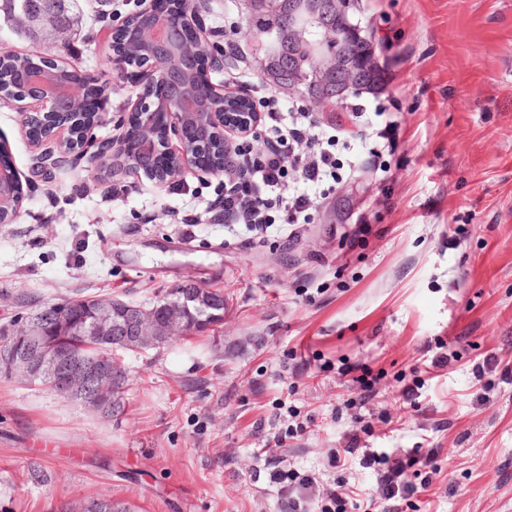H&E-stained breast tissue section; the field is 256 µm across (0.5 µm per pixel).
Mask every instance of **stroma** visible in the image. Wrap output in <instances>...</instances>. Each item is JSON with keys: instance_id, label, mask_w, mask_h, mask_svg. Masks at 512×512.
Returning <instances> with one entry per match:
<instances>
[{"instance_id": "obj_1", "label": "stroma", "mask_w": 512, "mask_h": 512, "mask_svg": "<svg viewBox=\"0 0 512 512\" xmlns=\"http://www.w3.org/2000/svg\"><path fill=\"white\" fill-rule=\"evenodd\" d=\"M138 0H79L65 31L36 37L0 14V48L61 58L106 86L108 140L141 88L109 61L108 29ZM209 45L240 54L218 86L262 81L267 37L248 0H202ZM383 73L320 113L350 136L347 107L387 108L399 138L385 180L362 166L333 184L292 236L225 229L224 178L193 169L158 185L86 163L43 174L17 101H0V146L22 176L0 223V326L63 297L147 304L193 280L224 292L214 335L121 354L124 411L103 419L0 378V512H55L88 496L138 512H280L257 457L290 422L288 459L355 489L376 512L359 457L333 467L344 434L370 448H434L440 474L412 512H512V0H357ZM378 372L368 409L342 365ZM425 385L402 396L399 375Z\"/></svg>"}]
</instances>
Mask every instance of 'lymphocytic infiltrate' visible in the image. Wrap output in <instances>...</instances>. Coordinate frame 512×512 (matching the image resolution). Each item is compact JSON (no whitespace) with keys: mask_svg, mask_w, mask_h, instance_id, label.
I'll return each instance as SVG.
<instances>
[{"mask_svg":"<svg viewBox=\"0 0 512 512\" xmlns=\"http://www.w3.org/2000/svg\"><path fill=\"white\" fill-rule=\"evenodd\" d=\"M263 124L272 137L266 151L249 158L245 140L229 146L224 159V219L233 224H249L263 229L267 224L286 227L298 223L315 204L314 188L327 181H339L342 165L333 146L345 136L340 126L322 127L301 102L282 103L275 95H264ZM246 169H239V160ZM296 179H289V172ZM360 455L364 467L376 472L375 494L381 512H403L418 488L408 480V472L431 466L437 451L430 448L397 450L360 449L359 439L349 434L343 447L335 449L333 462ZM270 480L279 484L282 512H347L351 487L340 481L318 487L309 474L291 468L287 458H278L270 468Z\"/></svg>","mask_w":512,"mask_h":512,"instance_id":"f902f5d3","label":"lymphocytic infiltrate"}]
</instances>
